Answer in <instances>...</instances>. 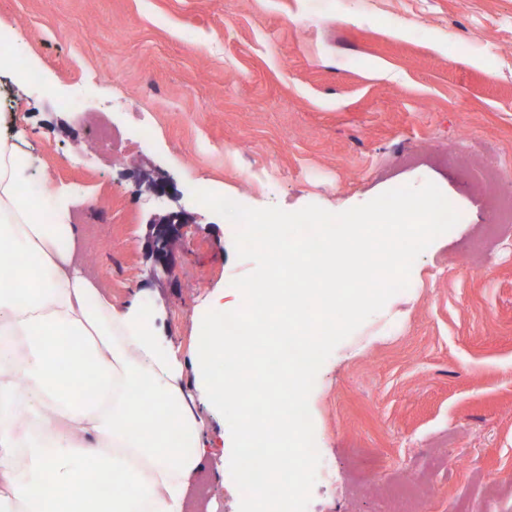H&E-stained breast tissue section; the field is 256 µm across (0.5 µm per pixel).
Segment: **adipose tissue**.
<instances>
[{
	"mask_svg": "<svg viewBox=\"0 0 512 512\" xmlns=\"http://www.w3.org/2000/svg\"><path fill=\"white\" fill-rule=\"evenodd\" d=\"M31 163L0 137V512H184L206 444L178 355L143 310L102 297L69 195L43 208Z\"/></svg>",
	"mask_w": 512,
	"mask_h": 512,
	"instance_id": "obj_1",
	"label": "adipose tissue"
}]
</instances>
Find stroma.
I'll return each instance as SVG.
<instances>
[{"label":"stroma","mask_w":512,"mask_h":512,"mask_svg":"<svg viewBox=\"0 0 512 512\" xmlns=\"http://www.w3.org/2000/svg\"><path fill=\"white\" fill-rule=\"evenodd\" d=\"M0 130L29 146L25 178L66 188L72 220L101 228L93 272L116 305L145 310L178 348L183 389L213 455L186 512H239L230 429L200 397L197 316L232 310L234 224L184 196L170 268L151 255L150 182L188 180L252 208L332 213L433 182L459 213L413 264L409 286L341 342L309 397L321 463L307 512H418L474 502L512 512V224L457 160L512 168V0H0ZM84 100V117L62 108ZM124 150L93 149V121ZM154 139L138 145L140 124ZM275 179L256 183V172Z\"/></svg>","instance_id":"35a3bbf8"}]
</instances>
